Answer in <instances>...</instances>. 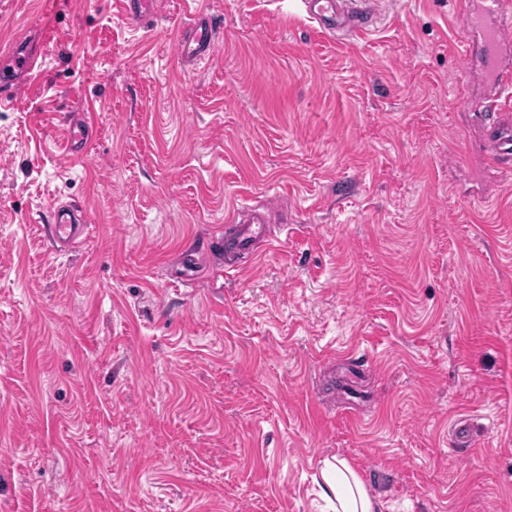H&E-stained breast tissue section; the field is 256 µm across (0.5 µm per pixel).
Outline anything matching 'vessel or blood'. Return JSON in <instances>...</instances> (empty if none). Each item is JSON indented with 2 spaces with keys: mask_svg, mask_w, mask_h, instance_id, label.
I'll return each instance as SVG.
<instances>
[{
  "mask_svg": "<svg viewBox=\"0 0 512 512\" xmlns=\"http://www.w3.org/2000/svg\"><path fill=\"white\" fill-rule=\"evenodd\" d=\"M309 14L321 32L333 35L344 31L350 34L362 28L369 15L366 0H305ZM161 0H123V9L135 23L152 21L160 12ZM461 13L467 18V27L475 32L482 43V54L477 61L489 77L492 91L481 100L483 112L512 110V28L502 23L504 0H462ZM193 31L178 39L176 49L188 62L208 61L218 40L213 18L197 15ZM31 70L29 50L14 49L7 63L0 65V104L16 102L25 92L24 78ZM492 163L512 166V125L495 122L491 125ZM277 206L276 199H267L251 209L244 226L225 243L228 252L253 253L256 240L275 242L276 237L267 227L268 214ZM86 231L79 210L70 205L53 206L48 217V232L55 243L72 248Z\"/></svg>",
  "mask_w": 512,
  "mask_h": 512,
  "instance_id": "obj_1",
  "label": "vessel or blood"
}]
</instances>
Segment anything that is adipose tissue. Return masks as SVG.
Masks as SVG:
<instances>
[{
    "mask_svg": "<svg viewBox=\"0 0 512 512\" xmlns=\"http://www.w3.org/2000/svg\"><path fill=\"white\" fill-rule=\"evenodd\" d=\"M320 477L322 495L331 503L333 512H377L375 500L346 460H325Z\"/></svg>",
    "mask_w": 512,
    "mask_h": 512,
    "instance_id": "obj_1",
    "label": "adipose tissue"
}]
</instances>
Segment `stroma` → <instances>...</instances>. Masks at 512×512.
<instances>
[{
	"label": "stroma",
	"instance_id": "obj_1",
	"mask_svg": "<svg viewBox=\"0 0 512 512\" xmlns=\"http://www.w3.org/2000/svg\"><path fill=\"white\" fill-rule=\"evenodd\" d=\"M198 9L221 34L188 69ZM464 28L454 0L341 43L303 0H162L148 33L0 0V56L34 53L0 109V512H325L333 456L380 512H512V168L460 105ZM272 196L286 243L225 269ZM48 232L60 247L71 249L85 233L87 226L81 212L71 205H56L49 212Z\"/></svg>",
	"mask_w": 512,
	"mask_h": 512
}]
</instances>
